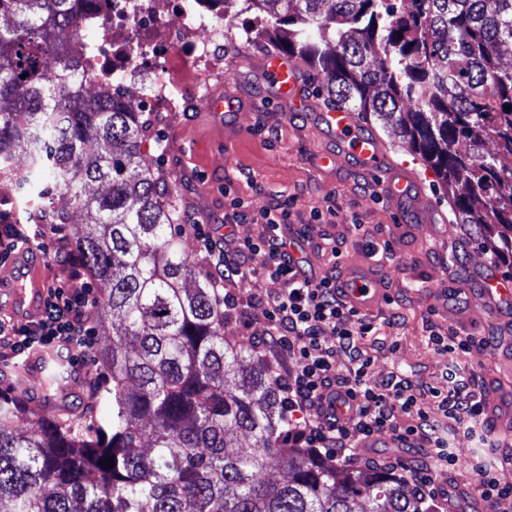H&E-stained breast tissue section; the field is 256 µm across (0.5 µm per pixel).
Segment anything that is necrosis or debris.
<instances>
[{
	"instance_id": "4bbe7bcc",
	"label": "necrosis or debris",
	"mask_w": 512,
	"mask_h": 512,
	"mask_svg": "<svg viewBox=\"0 0 512 512\" xmlns=\"http://www.w3.org/2000/svg\"><path fill=\"white\" fill-rule=\"evenodd\" d=\"M83 81L140 96L145 112H188L224 73V0H88L77 18ZM58 188L0 162V222L54 223Z\"/></svg>"
}]
</instances>
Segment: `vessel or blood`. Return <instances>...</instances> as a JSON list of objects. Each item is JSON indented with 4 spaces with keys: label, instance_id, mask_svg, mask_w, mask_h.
I'll return each instance as SVG.
<instances>
[{
    "label": "vessel or blood",
    "instance_id": "vessel-or-blood-1",
    "mask_svg": "<svg viewBox=\"0 0 512 512\" xmlns=\"http://www.w3.org/2000/svg\"><path fill=\"white\" fill-rule=\"evenodd\" d=\"M262 78L281 100L300 101L310 121L331 143V150L319 158L321 164L333 166L347 161L359 170L380 175L382 193L392 208L411 212L423 224H447V215L423 192L417 172L392 162L386 143L377 135L366 133L358 113L344 107L319 106L313 97L306 95V69L299 59L280 53L265 55ZM34 268L27 250L13 254L0 266V302L23 321L39 313L46 297ZM380 279V274L370 264L344 266L340 283L348 304L359 313L369 314L384 294ZM469 294L473 303L499 322L512 326L511 280L485 269L476 277ZM46 361L45 350L33 351L23 365L25 377L20 380V387H27L29 381L41 377Z\"/></svg>",
    "mask_w": 512,
    "mask_h": 512
}]
</instances>
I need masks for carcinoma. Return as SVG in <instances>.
<instances>
[{"instance_id": "obj_1", "label": "carcinoma", "mask_w": 512, "mask_h": 512, "mask_svg": "<svg viewBox=\"0 0 512 512\" xmlns=\"http://www.w3.org/2000/svg\"><path fill=\"white\" fill-rule=\"evenodd\" d=\"M83 2L0 0V160L27 154L84 212L70 250L100 285L97 319L121 322L98 352L112 388L87 432L0 398V512H426L405 478L285 443L280 391L224 338V300L182 247L140 150L138 113L118 89L83 93L67 42ZM224 2L254 11L279 52L323 75L336 104L383 121L419 154L457 223L475 226L478 249L512 268V168L483 152L493 141L512 155V68L501 64L512 0ZM93 183L107 193L89 194ZM68 378L60 352L41 401ZM29 418L39 434L20 426ZM243 432L253 447L236 444Z\"/></svg>"}]
</instances>
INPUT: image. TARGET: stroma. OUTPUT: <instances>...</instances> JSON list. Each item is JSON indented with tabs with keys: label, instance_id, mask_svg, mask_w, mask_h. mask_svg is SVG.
<instances>
[{
	"label": "stroma",
	"instance_id": "35a3bbf8",
	"mask_svg": "<svg viewBox=\"0 0 512 512\" xmlns=\"http://www.w3.org/2000/svg\"><path fill=\"white\" fill-rule=\"evenodd\" d=\"M252 23L250 13H239L237 25L248 29L250 36L244 46L229 41L224 54L223 88L257 98L256 107L239 109L229 127L224 124L223 113L201 109L140 115L141 151L152 161L162 184L171 188L169 200L174 216L186 214L196 223L217 226L228 203L224 196L228 189L254 211L283 207L289 214V225L303 239L313 270L320 276L330 269L327 243H337L345 259L358 262L370 261L372 250L389 249V259L377 265L389 298L371 317L378 326L376 335L365 340L373 359V377L380 381L405 374L417 389L421 408L432 418L442 419L434 393L448 389V357L431 343L429 334L469 335L475 344L462 360L469 370L471 390L512 405V369L499 362L492 345L500 334L498 327L481 312L475 313L471 327L459 326L446 309L441 293L453 266L492 264L489 254L476 248L472 227L457 225L458 238L454 241L435 238L427 227L407 232V216L390 210L380 194L377 176L315 164L314 152L327 148V141L311 127L304 113L278 102L274 89L242 62L247 54L273 47L269 36L251 33ZM387 145L396 162L420 173L432 199L439 206H447V189L420 156L399 141L391 139ZM316 207L324 211L318 220L311 217ZM42 230L50 257L41 274L44 284L49 285L68 275L65 242L83 234L84 214L73 210L72 221L64 229L46 224ZM280 289V282L261 275L234 285L232 291L240 307L227 317L224 336L249 351L252 363L267 369L275 366L283 372L293 369L294 362L275 349L262 348L267 324L250 306L252 298L268 297ZM107 338L105 330L95 329L93 349L80 362V386L66 401L71 414L91 420L101 406L91 385L106 378V367L95 350ZM490 437L496 446L487 450L476 447L469 437L459 436V462L452 469L434 472L435 485H461L479 492L488 456L496 462L499 482L512 484V432L494 430ZM422 464V449L405 452L377 448L358 466L401 475Z\"/></svg>",
	"mask_w": 512,
	"mask_h": 512
}]
</instances>
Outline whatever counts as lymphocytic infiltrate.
I'll return each instance as SVG.
<instances>
[{
	"instance_id": "lymphocytic-infiltrate-1",
	"label": "lymphocytic infiltrate",
	"mask_w": 512,
	"mask_h": 512,
	"mask_svg": "<svg viewBox=\"0 0 512 512\" xmlns=\"http://www.w3.org/2000/svg\"><path fill=\"white\" fill-rule=\"evenodd\" d=\"M251 218L264 224V237L256 242L236 239L235 224ZM287 222V210L267 207L254 214L234 197L224 215L223 234L213 235L190 221L184 228L193 233L204 252L213 270L214 288L223 289L225 283H241L258 274L282 283L276 296L254 299L253 304L261 309L272 342L295 363L294 371L280 381L289 414L335 402L340 392L356 404L346 420L331 413L316 424L300 422L297 431L290 433V441L337 454L381 433L402 442L416 437L428 449L431 468H454L458 456L448 431L421 408L412 382L398 375L380 383L371 380V358L360 342L375 335L376 325L340 299L335 275L317 278L308 275L304 263L293 261L284 233ZM94 304L93 289L55 283L47 289L41 319L25 324L1 320L0 340H6L20 359L35 347L53 343L84 353L89 347V313ZM441 405L456 431L485 437L486 397L469 391L459 369L449 370L448 393Z\"/></svg>"
}]
</instances>
